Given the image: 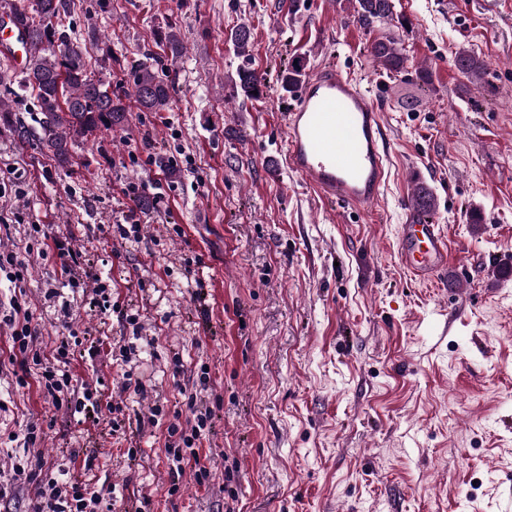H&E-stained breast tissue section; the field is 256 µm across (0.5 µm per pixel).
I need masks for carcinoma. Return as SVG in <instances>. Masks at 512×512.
<instances>
[{
    "instance_id": "carcinoma-1",
    "label": "carcinoma",
    "mask_w": 512,
    "mask_h": 512,
    "mask_svg": "<svg viewBox=\"0 0 512 512\" xmlns=\"http://www.w3.org/2000/svg\"><path fill=\"white\" fill-rule=\"evenodd\" d=\"M5 14L20 27L31 45V55L25 63L16 86L34 95L36 112L34 125L13 113L12 100L0 97V125L9 128L14 140L24 144L34 137L39 153L62 170L76 163L75 145L79 141L96 140L105 131H112L127 122L129 107L124 96L112 91L111 85L90 69V51L103 43L97 27L87 25L85 34L72 35L71 18L75 0H8ZM358 19L370 26L393 16L392 0H354ZM237 54L250 52V29L241 25L231 33ZM166 59L175 62L182 57L185 45L181 35L168 27L156 39ZM370 55L384 69L398 72L405 68L406 57L393 36H382L371 42ZM454 65L468 80L480 79L485 61L474 52L461 48L455 53ZM305 61L288 66L282 72L284 87L296 85L303 76ZM133 96L142 112H166L176 92L171 74L159 71L153 54L147 53L131 67ZM236 86L247 97L261 91L262 77L253 70L237 72ZM414 206L431 212L435 208L433 194L418 185Z\"/></svg>"
}]
</instances>
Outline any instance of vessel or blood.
Segmentation results:
<instances>
[{
  "instance_id": "b4317fda",
  "label": "vessel or blood",
  "mask_w": 512,
  "mask_h": 512,
  "mask_svg": "<svg viewBox=\"0 0 512 512\" xmlns=\"http://www.w3.org/2000/svg\"><path fill=\"white\" fill-rule=\"evenodd\" d=\"M381 100L326 63L301 81L283 114L287 164L323 200L366 211L389 180V145ZM449 241L433 217L408 207L397 256L415 279L438 283L448 269Z\"/></svg>"
}]
</instances>
